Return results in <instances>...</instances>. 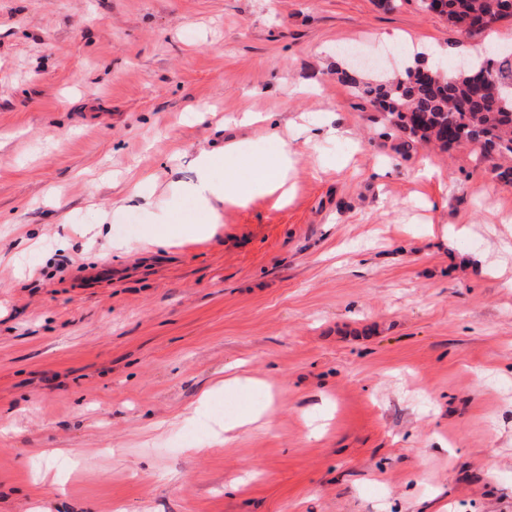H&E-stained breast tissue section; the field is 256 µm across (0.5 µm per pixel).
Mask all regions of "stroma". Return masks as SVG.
I'll return each mask as SVG.
<instances>
[{
  "label": "stroma",
  "instance_id": "obj_1",
  "mask_svg": "<svg viewBox=\"0 0 512 512\" xmlns=\"http://www.w3.org/2000/svg\"><path fill=\"white\" fill-rule=\"evenodd\" d=\"M502 43L421 0H0V512H512V156L411 141L335 73ZM274 131L287 202L145 241L201 151ZM253 382L256 381L239 375H228L224 377V380L217 382L215 386L205 390L200 397V403L207 404L215 394L236 395L245 388L251 387ZM267 407L260 406L258 408H247L233 420L228 423H224V442H227L233 437L227 436L232 432H239L243 428L250 426L251 424L259 421L266 414Z\"/></svg>",
  "mask_w": 512,
  "mask_h": 512
}]
</instances>
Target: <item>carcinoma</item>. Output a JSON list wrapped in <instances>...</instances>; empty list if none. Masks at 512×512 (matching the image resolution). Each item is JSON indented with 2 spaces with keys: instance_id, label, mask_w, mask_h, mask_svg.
I'll use <instances>...</instances> for the list:
<instances>
[{
  "instance_id": "obj_1",
  "label": "carcinoma",
  "mask_w": 512,
  "mask_h": 512,
  "mask_svg": "<svg viewBox=\"0 0 512 512\" xmlns=\"http://www.w3.org/2000/svg\"><path fill=\"white\" fill-rule=\"evenodd\" d=\"M438 15L470 33L486 29L481 24L508 17L512 0H440ZM336 74L380 111L392 127L441 148L475 144L487 154L512 155V50L498 48L466 66L442 61L424 69L408 67L400 77L362 81L345 61ZM487 75L502 91L495 94L477 84Z\"/></svg>"
}]
</instances>
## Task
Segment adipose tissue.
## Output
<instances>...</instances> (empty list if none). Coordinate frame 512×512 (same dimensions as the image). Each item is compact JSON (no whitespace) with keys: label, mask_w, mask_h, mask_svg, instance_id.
<instances>
[{"label":"adipose tissue","mask_w":512,"mask_h":512,"mask_svg":"<svg viewBox=\"0 0 512 512\" xmlns=\"http://www.w3.org/2000/svg\"><path fill=\"white\" fill-rule=\"evenodd\" d=\"M296 148L287 140H279L275 153L254 158L249 175H242L240 145L225 142L223 149L202 152L196 162V179L180 184L181 193L195 203V213L183 219L168 210H160L156 223L149 228L152 241L163 242L177 235L202 237L210 225L220 220V208L224 205L243 206L254 196H288V172L291 169Z\"/></svg>","instance_id":"ef3b65f1"}]
</instances>
